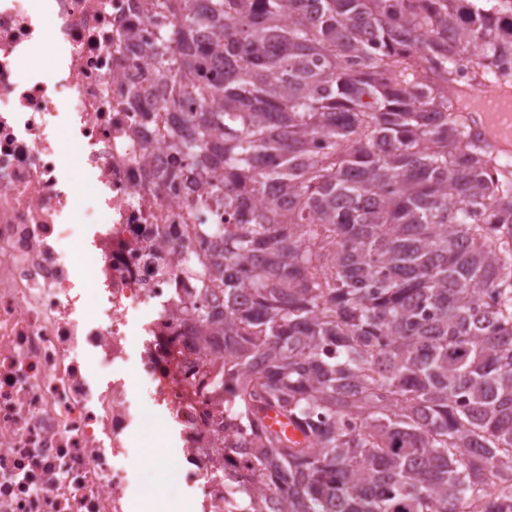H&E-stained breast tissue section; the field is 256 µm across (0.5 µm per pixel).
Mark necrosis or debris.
I'll use <instances>...</instances> for the list:
<instances>
[{
	"label": "necrosis or debris",
	"instance_id": "4bbe7bcc",
	"mask_svg": "<svg viewBox=\"0 0 512 512\" xmlns=\"http://www.w3.org/2000/svg\"><path fill=\"white\" fill-rule=\"evenodd\" d=\"M171 22L145 0H0V512H142L128 458L160 427L194 512L276 505L205 383L214 298L183 258L215 240L168 181L153 46Z\"/></svg>",
	"mask_w": 512,
	"mask_h": 512
}]
</instances>
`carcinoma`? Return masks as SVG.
I'll return each instance as SVG.
<instances>
[{
  "label": "carcinoma",
  "mask_w": 512,
  "mask_h": 512,
  "mask_svg": "<svg viewBox=\"0 0 512 512\" xmlns=\"http://www.w3.org/2000/svg\"><path fill=\"white\" fill-rule=\"evenodd\" d=\"M206 2L151 0L154 55L261 478L282 512H512V162L449 94L512 89V0Z\"/></svg>",
  "instance_id": "1"
}]
</instances>
